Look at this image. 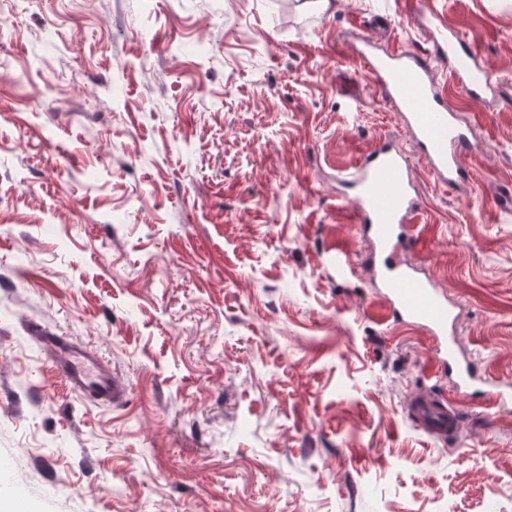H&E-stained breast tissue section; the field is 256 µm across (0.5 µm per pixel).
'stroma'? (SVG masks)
Here are the masks:
<instances>
[{"mask_svg":"<svg viewBox=\"0 0 512 512\" xmlns=\"http://www.w3.org/2000/svg\"><path fill=\"white\" fill-rule=\"evenodd\" d=\"M0 0V512H512V408L405 413L432 369L383 318L339 168L401 118L354 51L459 33L497 92L452 104L451 188L408 155L406 258L512 382V0ZM361 91L360 103L346 95ZM94 349L123 400L68 389L35 329Z\"/></svg>","mask_w":512,"mask_h":512,"instance_id":"obj_1","label":"stroma"}]
</instances>
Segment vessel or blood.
I'll return each mask as SVG.
<instances>
[{
    "label": "vessel or blood",
    "mask_w": 512,
    "mask_h": 512,
    "mask_svg": "<svg viewBox=\"0 0 512 512\" xmlns=\"http://www.w3.org/2000/svg\"><path fill=\"white\" fill-rule=\"evenodd\" d=\"M362 63L373 84L400 112L407 137L427 161L429 177L443 187L454 186L461 177L462 156L476 144L464 133L440 84L448 82L472 100H483L496 87L490 71L455 34L442 38L427 54L401 50L379 59L366 57ZM339 179L354 190L353 221L370 243L369 253L359 263L370 269L375 285L384 290L387 320L420 327L432 340L437 368L455 376V391L448 395L432 385L418 386L407 398L406 414L424 431L445 440L460 431V396L511 406L512 385L483 381L472 355L461 348L456 305L421 266L400 258L415 240L412 224L420 207L403 147L382 140L358 165L340 172ZM46 342L72 391L103 404L118 401L123 386L95 352L59 337H47Z\"/></svg>",
    "instance_id": "b4317fda"
}]
</instances>
